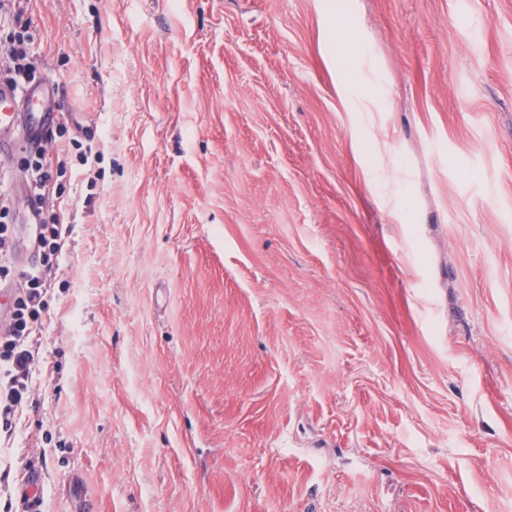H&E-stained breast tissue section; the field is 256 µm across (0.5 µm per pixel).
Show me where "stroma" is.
Instances as JSON below:
<instances>
[{"label": "stroma", "mask_w": 512, "mask_h": 512, "mask_svg": "<svg viewBox=\"0 0 512 512\" xmlns=\"http://www.w3.org/2000/svg\"><path fill=\"white\" fill-rule=\"evenodd\" d=\"M18 24L70 230L0 512H512V0Z\"/></svg>", "instance_id": "1"}]
</instances>
